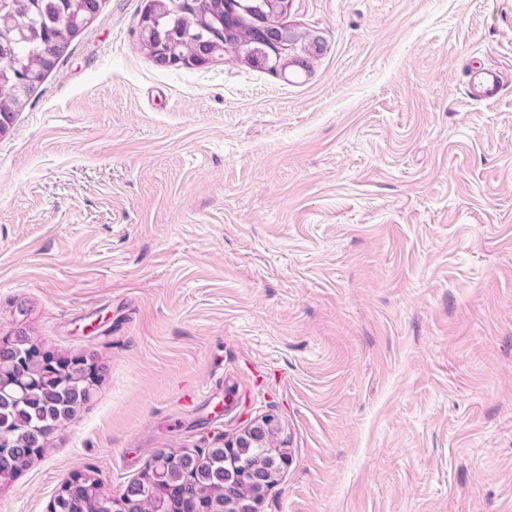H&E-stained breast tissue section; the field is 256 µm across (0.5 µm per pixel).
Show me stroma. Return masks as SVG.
<instances>
[{
    "label": "stroma",
    "mask_w": 512,
    "mask_h": 512,
    "mask_svg": "<svg viewBox=\"0 0 512 512\" xmlns=\"http://www.w3.org/2000/svg\"><path fill=\"white\" fill-rule=\"evenodd\" d=\"M146 4L0 135V340L102 369L0 512L269 414L258 512H512V0H292L325 45L283 74L156 66ZM466 87L469 94L476 100H490L496 98L503 89V81L499 71L486 67L466 75ZM94 484L98 487V489L99 486H102L101 480L98 477L96 471L92 469H87L85 472H79L73 475L68 480L66 488L62 487L58 495H60L62 499H65L66 494H68L71 490L77 488L89 492Z\"/></svg>",
    "instance_id": "35a3bbf8"
}]
</instances>
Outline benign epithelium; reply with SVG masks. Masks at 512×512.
Listing matches in <instances>:
<instances>
[{"label": "benign epithelium", "instance_id": "7a95c632", "mask_svg": "<svg viewBox=\"0 0 512 512\" xmlns=\"http://www.w3.org/2000/svg\"><path fill=\"white\" fill-rule=\"evenodd\" d=\"M82 17L66 13L60 25L70 30H80L90 24L99 11V0H80ZM182 0H149L152 8L147 17L140 20V40L148 49L152 60L160 66L205 67L224 58L226 46L224 37L203 36L187 52L178 49L176 38L162 34L160 15L180 11ZM288 9V0H257L254 4H242L238 0H224V28L239 37V49L244 57L255 66H270L280 72L290 67L305 68L324 49V38L313 32L305 36L293 27L281 22L279 17ZM8 31L24 38L28 29L17 22L12 14L0 13V34ZM305 42L304 55L294 54L297 43ZM45 50L24 72L15 77V102L25 105L33 92L40 86L43 75L54 69L56 61L67 48V39L58 31L49 30L44 34ZM55 361L64 364L60 371L71 380L90 391L98 378L99 369L95 362L85 355L57 356ZM48 366L50 362L35 340L24 344L20 351L9 340L0 342V390L14 391L18 398H25V390L14 378L15 368ZM280 421L274 415H267L259 421L245 426L232 440L224 441V453L230 454L241 448L258 447L275 441L281 434ZM17 446V436L0 428V482L12 477L23 464L12 458V448ZM288 460L283 448L274 449L269 463L259 465L233 478L235 493L224 492V512H257L270 483L276 480L282 465ZM101 486L96 471L88 469L73 475L65 488L59 492L65 497L73 489L90 491ZM112 512H146L145 502L130 494H121L112 499Z\"/></svg>", "mask_w": 512, "mask_h": 512}]
</instances>
